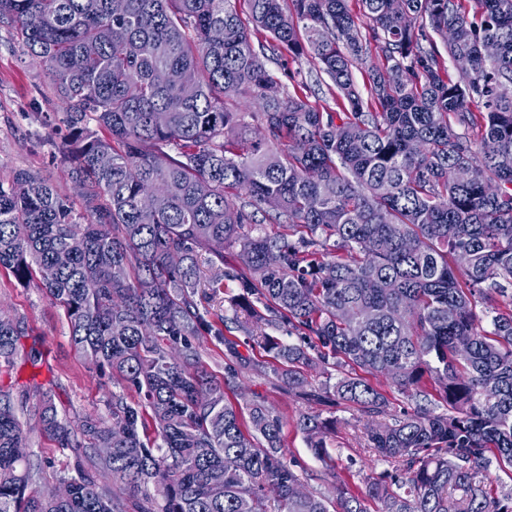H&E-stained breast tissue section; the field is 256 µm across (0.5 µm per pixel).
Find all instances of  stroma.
Masks as SVG:
<instances>
[{"label": "stroma", "mask_w": 512, "mask_h": 512, "mask_svg": "<svg viewBox=\"0 0 512 512\" xmlns=\"http://www.w3.org/2000/svg\"><path fill=\"white\" fill-rule=\"evenodd\" d=\"M71 138L66 114L59 107L42 67L24 57L11 30L0 28V179L20 169L49 177L63 188H70L68 172L74 163L65 146ZM0 313L22 319L25 333L11 367L0 368V388L10 390L21 402L20 420L27 436L26 452L31 461L46 463L39 480L42 490L60 487L61 478L73 475L76 455L41 434L25 392L32 383L49 390L61 416L78 426L88 413L107 415L113 394L135 398L124 382L100 373L75 351L63 309L53 304L39 289L24 287L11 275L0 272ZM40 354L38 365H31L29 352ZM246 393H259L273 401L287 417L284 438L287 459L302 475L308 490L334 497V480L323 472L303 434L296 428L299 414L307 412L302 400L280 391L273 373L249 374L241 381ZM341 423L329 443L341 477L359 474L368 477L383 470L384 464L365 441L366 420L355 409L340 406L333 411Z\"/></svg>", "instance_id": "obj_1"}]
</instances>
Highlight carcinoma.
Masks as SVG:
<instances>
[{
	"mask_svg": "<svg viewBox=\"0 0 512 512\" xmlns=\"http://www.w3.org/2000/svg\"><path fill=\"white\" fill-rule=\"evenodd\" d=\"M248 2L246 25L236 0H0L74 130L81 189L77 205L28 170L0 180V271L63 307L73 346L139 396L112 394L75 435L30 387L40 430L77 453L59 498L0 389V512H267L271 495L280 512H512L489 476L512 470V0ZM284 50L327 76L336 110L291 73L294 92L265 94ZM151 191L161 205L140 209ZM230 247L245 270L224 269ZM226 281L233 316L200 310L199 288ZM229 323L279 389L353 405L389 468L334 501L292 494L284 415L224 398L267 370ZM22 334L0 322L1 367ZM205 335L224 342L222 383ZM296 427L331 466L336 420ZM201 362L209 375L218 382H224V343L214 336H202L199 341Z\"/></svg>",
	"mask_w": 512,
	"mask_h": 512,
	"instance_id": "obj_1",
	"label": "carcinoma"
}]
</instances>
